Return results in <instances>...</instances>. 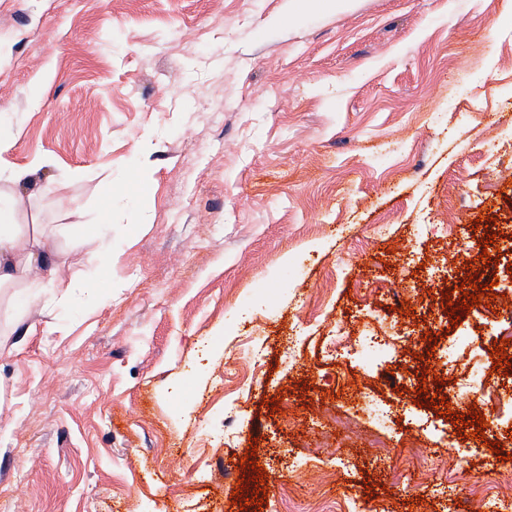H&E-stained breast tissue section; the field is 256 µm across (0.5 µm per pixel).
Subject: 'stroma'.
Wrapping results in <instances>:
<instances>
[{
	"mask_svg": "<svg viewBox=\"0 0 512 512\" xmlns=\"http://www.w3.org/2000/svg\"><path fill=\"white\" fill-rule=\"evenodd\" d=\"M346 2L0 0V163L40 161L18 221L71 286L0 296V512H241L251 450L287 512H457L356 411L366 384L410 429L397 365L326 338L411 331L512 227V16ZM374 328H371L369 323L364 325L359 336H352V331L348 325L343 321H336V326L327 336L330 344L333 345L335 351L343 348L346 354L353 351V355L360 361L362 366L367 370L377 368L382 362L395 357V344L384 342L379 343L376 340L378 336L374 333Z\"/></svg>",
	"mask_w": 512,
	"mask_h": 512,
	"instance_id": "35a3bbf8",
	"label": "stroma"
}]
</instances>
